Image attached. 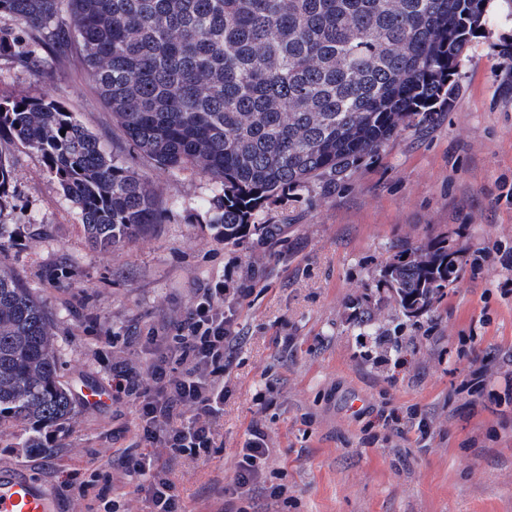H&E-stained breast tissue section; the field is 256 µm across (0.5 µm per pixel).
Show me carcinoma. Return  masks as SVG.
Listing matches in <instances>:
<instances>
[{
  "label": "carcinoma",
  "instance_id": "carcinoma-1",
  "mask_svg": "<svg viewBox=\"0 0 512 512\" xmlns=\"http://www.w3.org/2000/svg\"><path fill=\"white\" fill-rule=\"evenodd\" d=\"M493 0H0V57L34 72L72 46L122 128L161 170L220 180L209 222L224 245L272 238L255 224L270 198L344 181L410 126L433 122L461 90L469 36ZM65 134H60V131ZM41 158L80 210L88 242L109 250L162 224L149 180L53 97L0 95V142ZM385 289L407 317L464 276L443 239L393 258ZM45 307L0 269V419L49 426L73 412Z\"/></svg>",
  "mask_w": 512,
  "mask_h": 512
}]
</instances>
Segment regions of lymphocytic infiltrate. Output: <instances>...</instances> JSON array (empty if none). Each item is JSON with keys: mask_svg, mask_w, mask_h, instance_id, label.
<instances>
[{"mask_svg": "<svg viewBox=\"0 0 512 512\" xmlns=\"http://www.w3.org/2000/svg\"><path fill=\"white\" fill-rule=\"evenodd\" d=\"M238 341V310L223 281L197 289L183 314L145 338V371L115 365L112 386L132 397L151 445L147 452H122L112 464L144 491L147 512H182L174 480L180 460L209 457L216 448L224 409L225 360ZM267 436L252 426L224 488V512H251L252 495L265 479Z\"/></svg>", "mask_w": 512, "mask_h": 512, "instance_id": "f902f5d3", "label": "lymphocytic infiltrate"}]
</instances>
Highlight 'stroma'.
I'll use <instances>...</instances> for the list:
<instances>
[{
	"mask_svg": "<svg viewBox=\"0 0 512 512\" xmlns=\"http://www.w3.org/2000/svg\"><path fill=\"white\" fill-rule=\"evenodd\" d=\"M463 71L464 92L433 125L403 130L336 188L315 181L269 199L253 221L280 225L279 239L240 248L206 215L218 180L159 171L130 151L169 218L92 249L39 156L0 144L12 168L0 268L45 305L75 405L49 427L0 425V469L44 487L59 512H89L80 484L113 454L147 447L130 399L112 388L113 366L144 369L149 331L220 278L245 291L241 339L217 448L175 468L185 512H224L255 423L274 450L255 512H512V269L502 263L512 258V0H494ZM0 92L61 100L104 151L122 141L79 56L48 61L41 75L0 57ZM442 237L466 276L406 318L386 302L381 274L403 247ZM384 335L409 351L396 355ZM90 389L103 391L99 403H83ZM32 437L50 461L27 447ZM277 485L287 498L272 496Z\"/></svg>",
	"mask_w": 512,
	"mask_h": 512,
	"instance_id": "obj_1",
	"label": "stroma"
}]
</instances>
